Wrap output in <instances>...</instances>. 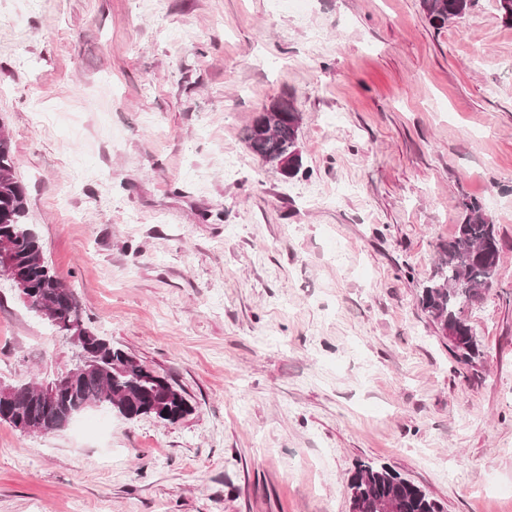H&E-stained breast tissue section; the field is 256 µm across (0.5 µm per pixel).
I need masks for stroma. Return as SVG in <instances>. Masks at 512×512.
Here are the masks:
<instances>
[{
  "label": "stroma",
  "mask_w": 512,
  "mask_h": 512,
  "mask_svg": "<svg viewBox=\"0 0 512 512\" xmlns=\"http://www.w3.org/2000/svg\"><path fill=\"white\" fill-rule=\"evenodd\" d=\"M421 0H0V129L85 324L174 423L0 421V512H349L360 463L512 512V26ZM292 99V179L245 134ZM239 158L224 172L225 156ZM482 203L498 275L458 361L420 304ZM0 277V380L71 369ZM476 0H421V8L429 23L437 30L452 20L463 18Z\"/></svg>",
  "instance_id": "obj_1"
}]
</instances>
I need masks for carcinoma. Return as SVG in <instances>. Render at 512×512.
Here are the masks:
<instances>
[{
  "label": "carcinoma",
  "mask_w": 512,
  "mask_h": 512,
  "mask_svg": "<svg viewBox=\"0 0 512 512\" xmlns=\"http://www.w3.org/2000/svg\"><path fill=\"white\" fill-rule=\"evenodd\" d=\"M476 0H421L429 23L437 30L452 20L463 18ZM279 112L275 128L263 126L257 116L248 129L246 140L261 160L290 157L299 141L301 115L289 100L276 101L263 108ZM462 224L447 243L438 246L434 276L423 288L421 304L437 325L439 332L466 336L468 343L448 348L462 359H470L477 343L464 317L465 309L482 299V291L492 286L500 260V243L494 224L476 201L465 203ZM27 189L14 174L11 142L0 133V244L9 248L14 274L30 283L26 306L35 316L43 308H54L49 321L66 337L80 328L82 340L75 346L76 364L90 361L102 366L108 375L95 370L63 383L53 402L44 401L42 384H16L13 413L0 416L24 434H49L60 425L92 407L115 412L126 419L151 416L162 422H176L191 412L182 391L165 375L148 367L112 341L87 326L73 293L64 287L48 266L35 225L26 222ZM349 503L356 512H378L377 505L386 499L399 502V512H443L439 501L419 486L387 467L361 464L348 478Z\"/></svg>",
  "instance_id": "cac0c4a2"
}]
</instances>
